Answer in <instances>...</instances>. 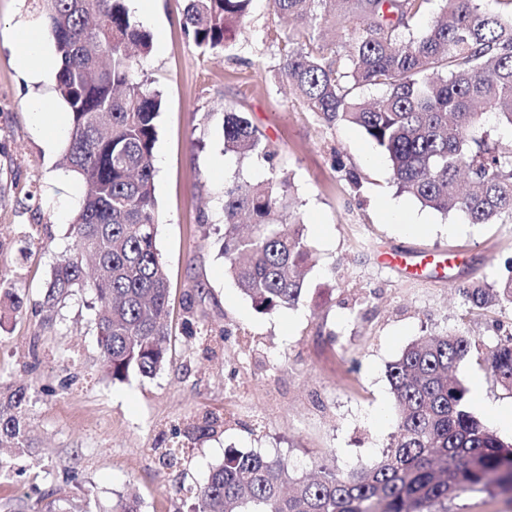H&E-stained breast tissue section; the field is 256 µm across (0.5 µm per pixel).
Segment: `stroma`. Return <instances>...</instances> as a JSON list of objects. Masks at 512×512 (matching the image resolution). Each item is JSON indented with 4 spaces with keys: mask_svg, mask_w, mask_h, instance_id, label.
I'll use <instances>...</instances> for the list:
<instances>
[{
    "mask_svg": "<svg viewBox=\"0 0 512 512\" xmlns=\"http://www.w3.org/2000/svg\"><path fill=\"white\" fill-rule=\"evenodd\" d=\"M185 0H157L142 22L152 52L146 76L161 95L154 148L156 246L169 288L171 349L155 377L106 376L97 349L91 292L71 297L53 322L32 311L69 227L81 185L46 153L27 111L16 65L17 29L31 23L30 0H0V279L30 309L0 319V384L31 385L27 418L39 446L18 455L22 477H0V512L24 499L58 512L91 491V512L136 494L142 512H193L189 487L202 484L230 451L288 462L296 477L314 459L357 470L391 441L393 401L386 366L411 342L459 328L492 345L512 330V310L468 314L456 285H495L512 255V224H470L398 193L388 159L357 127L306 112L277 78L276 31L288 23L254 0L248 31L229 54H204L181 27ZM245 113L274 151L273 161L224 151V111ZM361 180L353 187L347 172ZM274 176L292 182L294 211L316 256L307 298L294 309L258 312L224 269V187ZM399 206L418 225L391 223ZM454 254L445 276L406 277L378 260L383 250ZM456 377L479 386L471 409L503 438L512 394L475 361ZM216 432L174 437L206 415ZM180 462L164 467L167 448ZM72 467L78 486L58 485Z\"/></svg>",
    "mask_w": 512,
    "mask_h": 512,
    "instance_id": "35a3bbf8",
    "label": "stroma"
}]
</instances>
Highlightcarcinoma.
Wrapping results in <instances>:
<instances>
[{"mask_svg":"<svg viewBox=\"0 0 512 512\" xmlns=\"http://www.w3.org/2000/svg\"><path fill=\"white\" fill-rule=\"evenodd\" d=\"M431 0H271L294 21L278 37L279 81L305 111L362 129L390 162L397 190L470 224L512 223V148L486 128L512 130V17L481 0H443L442 13L406 39L399 30ZM253 0H186L185 34L203 53L228 51L246 33ZM54 41L55 94L70 114L63 167L81 183L73 244L53 266L40 309L80 291L97 302L99 356L114 381L151 378L167 364L169 288L156 248L154 146L159 93L140 73L150 35L125 0H33ZM347 35L341 45L331 31ZM382 86L377 102L361 96ZM224 151L271 158L240 112L224 110ZM224 266L260 313L303 303L312 248L293 215L286 179L224 188ZM496 288L459 285L472 310L512 306V259ZM0 305L20 314L24 297L0 282ZM476 341L462 330L408 344L387 366L393 441L359 471L321 462L313 479L254 452H231L190 489L196 512H448L471 493L512 492V442L470 408L451 377ZM512 392V333L478 357ZM29 387H0V449L31 447ZM110 512H141L121 496Z\"/></svg>","mask_w":512,"mask_h":512,"instance_id":"carcinoma-1","label":"carcinoma"}]
</instances>
